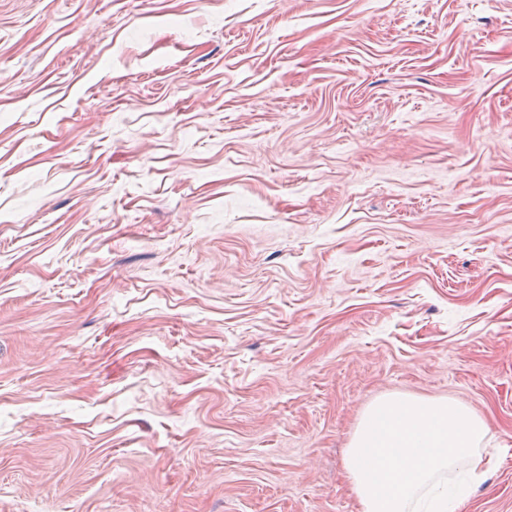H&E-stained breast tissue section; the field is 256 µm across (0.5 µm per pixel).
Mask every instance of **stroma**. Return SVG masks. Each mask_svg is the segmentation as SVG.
I'll return each instance as SVG.
<instances>
[{
	"mask_svg": "<svg viewBox=\"0 0 512 512\" xmlns=\"http://www.w3.org/2000/svg\"><path fill=\"white\" fill-rule=\"evenodd\" d=\"M390 394L512 512V0H0V512H359Z\"/></svg>",
	"mask_w": 512,
	"mask_h": 512,
	"instance_id": "35a3bbf8",
	"label": "stroma"
}]
</instances>
